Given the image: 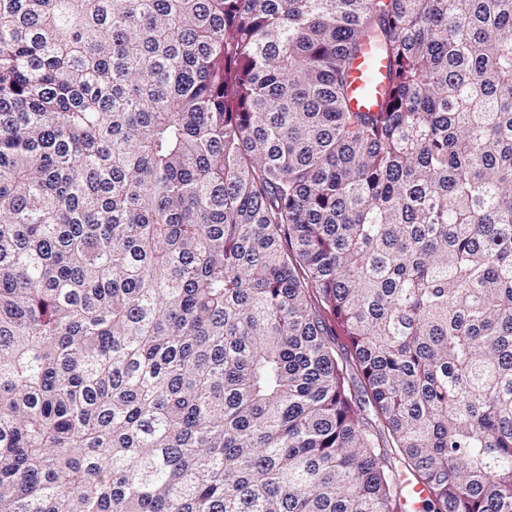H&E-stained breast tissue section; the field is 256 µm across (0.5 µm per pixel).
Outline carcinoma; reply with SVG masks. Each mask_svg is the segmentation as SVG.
<instances>
[{"label": "carcinoma", "instance_id": "carcinoma-1", "mask_svg": "<svg viewBox=\"0 0 512 512\" xmlns=\"http://www.w3.org/2000/svg\"><path fill=\"white\" fill-rule=\"evenodd\" d=\"M406 478L512 512V0H0V512ZM388 62L370 43L358 53L351 74V104L362 111H375L387 86Z\"/></svg>", "mask_w": 512, "mask_h": 512}]
</instances>
